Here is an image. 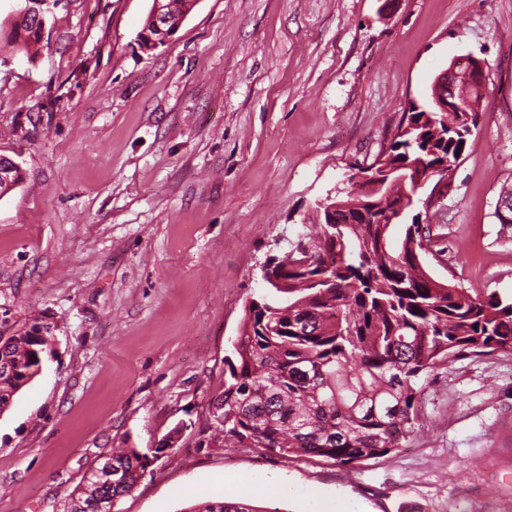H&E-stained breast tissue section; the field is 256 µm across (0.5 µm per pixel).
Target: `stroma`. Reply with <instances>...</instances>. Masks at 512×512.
<instances>
[{
	"mask_svg": "<svg viewBox=\"0 0 512 512\" xmlns=\"http://www.w3.org/2000/svg\"><path fill=\"white\" fill-rule=\"evenodd\" d=\"M153 0H62L35 62L0 63V336L53 327L43 373L0 414V512H68L113 448L182 426L114 512L207 499L308 512H512V353L434 368L405 448L340 465L211 440L209 410L259 265L309 234L346 173L386 151L456 60L488 95L436 205L433 276L512 295V0H197L137 44ZM266 482L251 497L240 482Z\"/></svg>",
	"mask_w": 512,
	"mask_h": 512,
	"instance_id": "35a3bbf8",
	"label": "stroma"
}]
</instances>
